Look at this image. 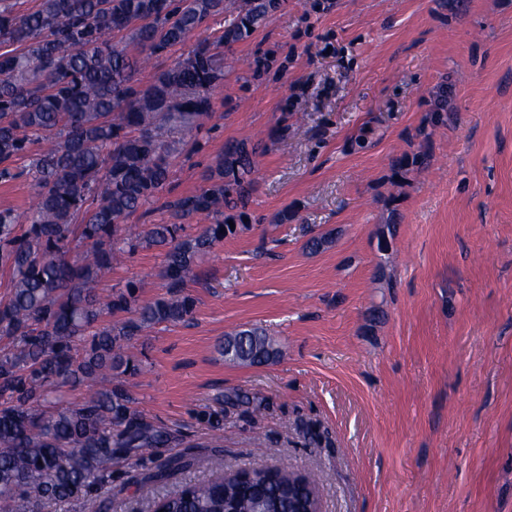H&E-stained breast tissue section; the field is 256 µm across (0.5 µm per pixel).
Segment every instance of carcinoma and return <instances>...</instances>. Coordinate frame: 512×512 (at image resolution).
I'll list each match as a JSON object with an SVG mask.
<instances>
[{"label": "carcinoma", "instance_id": "obj_1", "mask_svg": "<svg viewBox=\"0 0 512 512\" xmlns=\"http://www.w3.org/2000/svg\"><path fill=\"white\" fill-rule=\"evenodd\" d=\"M0 0V182L19 178L14 163L38 147L37 202L27 226L0 209V269L12 289L0 302V512H41L74 503L112 481L117 453L144 455L167 437L133 408L124 384H108L75 405L63 388L125 373L128 343L145 329L192 314L182 295L199 259L233 233L231 212L249 204L247 142L224 153L196 191L168 200L171 221L135 238L115 237L166 187L183 147L202 148L213 115V87L224 78L223 48L247 40L280 0ZM230 13L224 31L198 42L148 84L143 60L184 44L211 15ZM210 223L179 236L181 221ZM86 247L81 260L66 255ZM166 248L168 297L138 303L129 282L100 306L99 282L112 263L141 245ZM134 317L105 323L103 316ZM84 343L82 357L76 346ZM222 352L237 365L266 363L278 348L265 333L239 330ZM54 412L45 415L42 406ZM316 481L255 466L240 476L190 483L154 502L159 512H295Z\"/></svg>", "mask_w": 512, "mask_h": 512}]
</instances>
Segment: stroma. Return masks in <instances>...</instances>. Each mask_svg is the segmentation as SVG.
Instances as JSON below:
<instances>
[{
    "instance_id": "stroma-1",
    "label": "stroma",
    "mask_w": 512,
    "mask_h": 512,
    "mask_svg": "<svg viewBox=\"0 0 512 512\" xmlns=\"http://www.w3.org/2000/svg\"><path fill=\"white\" fill-rule=\"evenodd\" d=\"M223 28L208 18L140 81ZM213 104L165 194L198 189L229 139L255 149L254 191L188 282L191 317L135 337L122 378L171 441L45 512H150L256 464L316 474L322 512H512V0H282L226 49ZM31 162L0 183L23 218ZM314 235L330 245L309 251ZM163 264L138 249L100 301L130 280L165 296ZM241 329L279 357L226 362Z\"/></svg>"
}]
</instances>
